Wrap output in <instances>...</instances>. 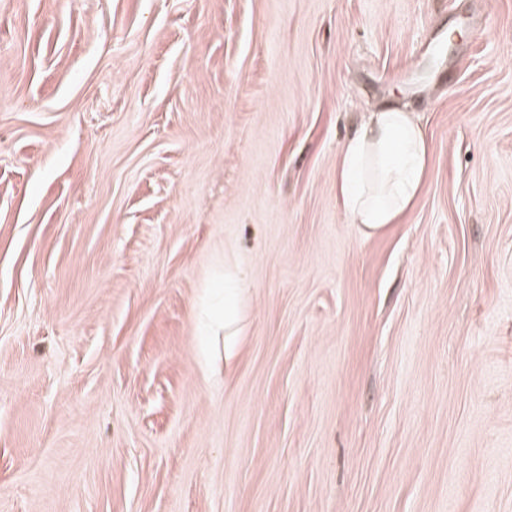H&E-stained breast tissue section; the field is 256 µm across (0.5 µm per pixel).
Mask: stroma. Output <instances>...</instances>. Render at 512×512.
Returning a JSON list of instances; mask_svg holds the SVG:
<instances>
[{
	"label": "stroma",
	"mask_w": 512,
	"mask_h": 512,
	"mask_svg": "<svg viewBox=\"0 0 512 512\" xmlns=\"http://www.w3.org/2000/svg\"><path fill=\"white\" fill-rule=\"evenodd\" d=\"M0 512H512V0H0ZM428 151L415 112H369L340 153L337 201L349 221L369 231L396 223L421 189ZM240 286L234 279V275L229 268L226 273L224 266V318L221 317L215 323L217 329L224 327V358L230 359L235 351L236 331L233 329L237 322L238 304L240 300Z\"/></svg>",
	"instance_id": "stroma-1"
}]
</instances>
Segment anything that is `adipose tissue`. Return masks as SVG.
<instances>
[{"label": "adipose tissue", "mask_w": 512, "mask_h": 512, "mask_svg": "<svg viewBox=\"0 0 512 512\" xmlns=\"http://www.w3.org/2000/svg\"><path fill=\"white\" fill-rule=\"evenodd\" d=\"M428 151L414 112L369 113L340 153L337 200L349 221L369 231L396 223L421 189Z\"/></svg>", "instance_id": "obj_1"}]
</instances>
